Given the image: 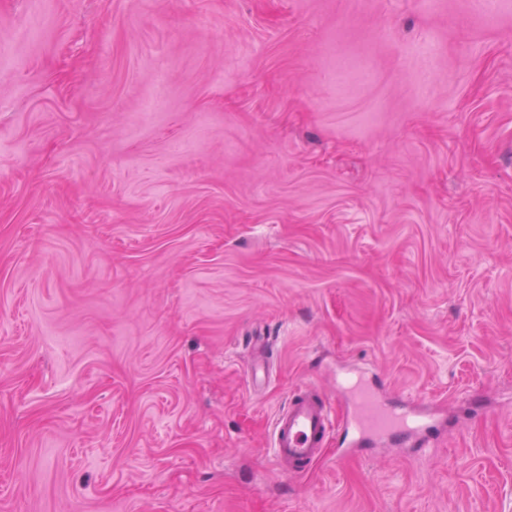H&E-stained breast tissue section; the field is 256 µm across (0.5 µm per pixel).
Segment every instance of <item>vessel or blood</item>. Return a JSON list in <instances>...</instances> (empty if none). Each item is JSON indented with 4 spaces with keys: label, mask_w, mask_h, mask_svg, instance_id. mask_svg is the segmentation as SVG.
Here are the masks:
<instances>
[{
    "label": "vessel or blood",
    "mask_w": 512,
    "mask_h": 512,
    "mask_svg": "<svg viewBox=\"0 0 512 512\" xmlns=\"http://www.w3.org/2000/svg\"><path fill=\"white\" fill-rule=\"evenodd\" d=\"M341 393L349 400L342 419L312 385L295 391L288 405L274 415L271 448L279 468L292 474L306 472L320 459L328 438L339 432L349 449L370 443L415 447L428 442L440 428L437 419L384 400L365 380L342 387Z\"/></svg>",
    "instance_id": "1"
}]
</instances>
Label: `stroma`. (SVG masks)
<instances>
[{
  "label": "stroma",
  "instance_id": "1",
  "mask_svg": "<svg viewBox=\"0 0 512 512\" xmlns=\"http://www.w3.org/2000/svg\"><path fill=\"white\" fill-rule=\"evenodd\" d=\"M0 512H512V0H0ZM340 394L349 400V411L342 420L314 385L299 388L274 415L271 448L279 468L291 474L306 472L320 459L335 432L344 435L342 446L346 448L337 452L341 458L350 454L351 448L370 443L422 446L441 427L433 417L384 400L375 385L363 379L353 387L342 385Z\"/></svg>",
  "mask_w": 512,
  "mask_h": 512
}]
</instances>
